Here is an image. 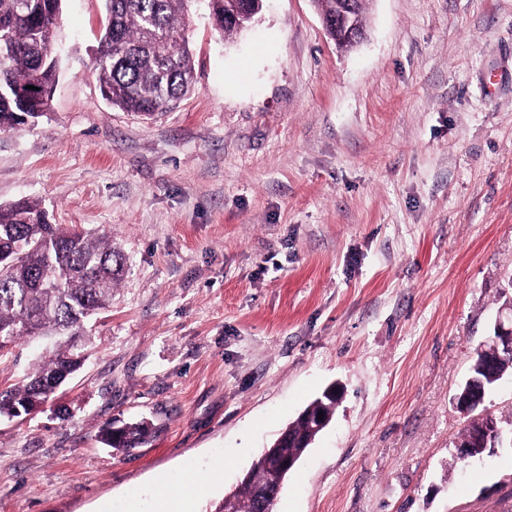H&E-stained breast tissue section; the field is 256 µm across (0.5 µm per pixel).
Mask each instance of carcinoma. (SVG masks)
I'll use <instances>...</instances> for the list:
<instances>
[{"instance_id":"cac0c4a2","label":"carcinoma","mask_w":512,"mask_h":512,"mask_svg":"<svg viewBox=\"0 0 512 512\" xmlns=\"http://www.w3.org/2000/svg\"><path fill=\"white\" fill-rule=\"evenodd\" d=\"M63 0H0V129L16 128L46 112L50 97L38 98L31 85L52 88L58 71L54 40ZM186 0H106L108 25L95 58L100 88L112 107L152 117L174 107L194 86L193 52L186 35ZM214 29L224 38L238 33L229 14L257 17L263 0H209ZM0 342L13 347L38 337L52 350L38 358L23 379L0 390V417L17 409L34 413L56 391L65 375L83 365L85 322L105 309L112 286L124 270L112 242L49 221L39 202L0 204ZM486 353L477 352L471 375L488 392L512 359L499 360L492 374L482 371ZM149 423L102 429L108 447L123 451L143 444ZM265 479L255 463L233 493L236 512H254L252 488Z\"/></svg>"}]
</instances>
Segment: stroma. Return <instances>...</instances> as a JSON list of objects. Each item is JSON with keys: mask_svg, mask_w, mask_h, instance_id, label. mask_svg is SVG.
Returning a JSON list of instances; mask_svg holds the SVG:
<instances>
[{"mask_svg": "<svg viewBox=\"0 0 512 512\" xmlns=\"http://www.w3.org/2000/svg\"><path fill=\"white\" fill-rule=\"evenodd\" d=\"M105 18L63 0L51 107L0 130V204L125 258L82 369L0 418V512H152L220 461L213 512L332 384L272 512H512V447L460 460L454 405L512 301V0H367L347 51L313 0L229 41L189 0L194 89L148 120L92 72ZM151 428L149 423L142 421L135 424L114 427L108 424L102 429L101 438L108 447L123 451L129 448H135L143 444L150 435Z\"/></svg>", "mask_w": 512, "mask_h": 512, "instance_id": "stroma-1", "label": "stroma"}]
</instances>
